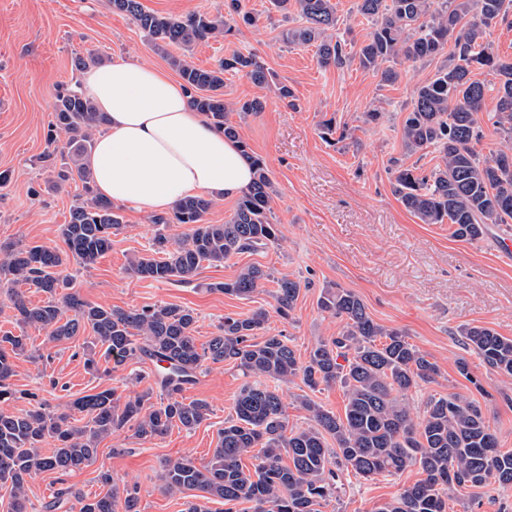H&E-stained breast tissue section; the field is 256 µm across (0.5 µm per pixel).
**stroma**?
<instances>
[{"label":"stroma","mask_w":512,"mask_h":512,"mask_svg":"<svg viewBox=\"0 0 512 512\" xmlns=\"http://www.w3.org/2000/svg\"><path fill=\"white\" fill-rule=\"evenodd\" d=\"M145 10L184 17L192 13L228 16L230 0H140ZM257 21L234 35L195 44L190 62L212 68L232 52L255 54L275 80L292 87L296 103L260 92L248 77H224V99L242 102L263 96V111L245 117L231 114L240 137L265 162L277 194L272 202L278 224V244L232 257L220 266L199 269L193 284L159 283L126 273L129 259L150 247L155 228L149 215L128 206L118 209L122 227L112 248L93 268L70 264L84 300L123 308L176 304L197 317L195 336L206 343L225 317L245 316L263 308L270 316L265 335L284 333L301 358L321 341L335 338L343 320L319 310L322 287L337 285L355 292L371 317L399 328L410 343L437 362L436 382L410 391L407 402L421 412L434 394L460 393L476 400L494 430L500 448L512 450V378L500 376L465 348L462 325H480L512 337V258L500 257L504 228H490L474 243L453 237L449 224H424L395 196L390 161L431 169L438 152L428 149L405 156L401 129L406 107L416 88L430 81L439 59L412 62L398 59L394 83L364 69L357 58L342 66H321L313 43L288 45L281 32L289 22L267 13L268 0H240ZM97 52L110 59L147 61L164 67L168 61L128 15L113 10L110 0H0V171L9 184L0 189V243L22 242L64 249L59 227L79 189L70 185L46 188L48 170L41 158L67 160L64 139L49 141L57 90L76 86L80 75L75 56ZM381 112L378 123L363 114ZM334 120L343 139L327 141L322 124ZM249 265L273 270L275 276L309 281L291 319L275 314L274 283H265L251 298L214 291L213 285L234 278ZM27 351L14 361L16 389L36 392L50 404L92 394L109 387L107 377L86 369L83 338L50 343L45 334L28 328ZM466 359L471 375L456 368ZM248 376L234 363L205 364L183 396L204 399L211 414L194 431L172 428L164 437L136 438L117 431L98 445L90 466L65 480L46 472L30 480L28 496L34 507L50 501L59 485L92 496L103 493L100 471L119 484L138 485L141 512H185L192 492L170 496L160 488L163 459L188 456L206 464L215 448L233 401ZM288 424L308 425L309 414L299 404L308 397L323 409L343 415L346 397L333 384L307 388L301 381L278 384ZM421 473L409 468L394 475L361 477L345 470L337 494L322 502L320 512H371L374 504L391 500ZM449 512H512V485L489 484L455 491Z\"/></svg>","instance_id":"35a3bbf8"}]
</instances>
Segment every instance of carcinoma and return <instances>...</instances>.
I'll return each mask as SVG.
<instances>
[{
    "mask_svg": "<svg viewBox=\"0 0 512 512\" xmlns=\"http://www.w3.org/2000/svg\"><path fill=\"white\" fill-rule=\"evenodd\" d=\"M112 8L131 16L166 54L190 94L193 106L228 138H239L224 103V74L243 73L257 86L269 84L270 71L253 54L232 53L214 69L197 68L168 48L185 51L234 26L203 14L186 18L164 16L143 8L140 0H111ZM284 15L295 13L301 25L282 32L288 44L318 43L320 65L340 66L349 59L347 43L333 39L338 17L333 0H270ZM358 12L371 30L356 55L360 65L393 82L398 72L390 63L403 57L413 62L441 54L453 41L449 62L433 79L417 88L402 124L405 153L438 149L440 162L430 171L392 162L393 190L407 211L423 224L450 223L456 238L474 242L489 225L512 222V60L500 58L487 41V29L512 13V0H357ZM487 68L500 82L496 89L493 124L506 146L485 155L479 149L483 133L479 114L488 87L472 78ZM106 124L92 101L75 88L57 93L52 132L66 138L72 164L51 171L52 188L81 183L68 221L60 233L65 251L43 245L0 244V286L6 289L19 328L35 327L51 342L91 333V345L103 349L104 365L93 357L86 366L110 375L134 358L156 363L153 388L122 396L110 387L52 408L34 392L17 390L10 382L13 359L26 353V336L0 330V484H10L11 512H31L28 479L43 472L61 476L91 465L103 437L129 429L142 440L166 435L178 426L196 429L210 413L203 399L186 401L182 393L205 363L230 361L247 376L279 382L299 378L309 388L338 383L347 397L344 417L304 398L311 425L288 428L282 397L259 383L245 384L224 422L210 460L197 465L189 457L167 458L159 479L165 493L199 491L189 512H211L217 500L236 512L243 502L253 512H319L320 501L336 492L335 466L343 465L362 477L398 474L418 467L423 478L403 488L374 512H448L449 493L459 487H482L492 482L512 485V451L499 448L498 439L478 402L461 396L432 397L422 416H413L404 395L422 383L436 381L439 368L428 355L409 343L405 333L375 322L362 299L340 287L322 290L318 308L344 320L343 331L319 342L306 361L300 360L282 334L256 340L268 313L260 308L244 317H224L203 347L196 343L193 310L174 304L104 307L83 300L74 279L66 274L70 261L94 266L112 248V232L121 216L112 201L95 193L86 158L92 133ZM242 153L253 168V181L243 191L230 218L207 224L212 200L189 196L167 213L151 218L156 226L149 252L129 260L126 271L141 279L189 283L203 263L218 266L234 255L266 249L278 243L271 201L275 186L265 162L246 143ZM169 224H187L178 238L165 233ZM276 284V313L290 318L301 293L298 279L277 278L259 266H248L228 282L210 289L240 298L250 297L263 282ZM46 294L31 305L19 286ZM464 346L496 373L512 377V338L483 326L466 325ZM18 398L30 408L8 412L1 406ZM55 448L42 452L46 440ZM254 471L242 458L254 449ZM288 463H283V457ZM99 481L107 490L87 498L70 487L42 506L55 512L70 499L78 512H140L137 487H120L103 471Z\"/></svg>",
    "mask_w": 512,
    "mask_h": 512,
    "instance_id": "1",
    "label": "carcinoma"
}]
</instances>
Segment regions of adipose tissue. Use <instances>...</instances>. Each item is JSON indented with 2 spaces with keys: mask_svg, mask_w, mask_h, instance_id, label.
Segmentation results:
<instances>
[{
  "mask_svg": "<svg viewBox=\"0 0 512 512\" xmlns=\"http://www.w3.org/2000/svg\"><path fill=\"white\" fill-rule=\"evenodd\" d=\"M79 89L108 118L88 158L100 196L155 214L188 196L223 200L247 188L252 171L238 144L162 69L115 60L84 72Z\"/></svg>",
  "mask_w": 512,
  "mask_h": 512,
  "instance_id": "1",
  "label": "adipose tissue"
}]
</instances>
